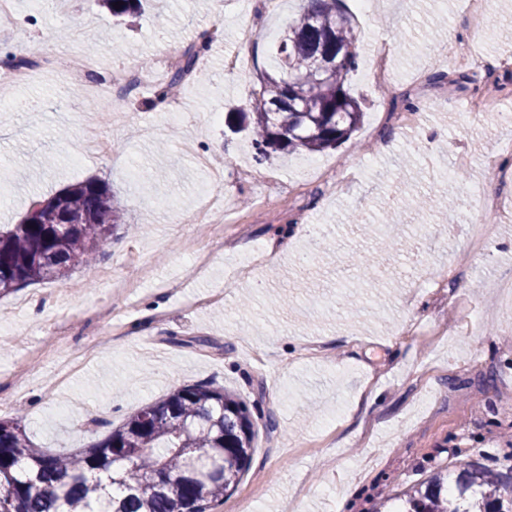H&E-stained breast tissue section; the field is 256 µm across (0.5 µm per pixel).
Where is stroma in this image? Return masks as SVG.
Wrapping results in <instances>:
<instances>
[{
  "instance_id": "35a3bbf8",
  "label": "stroma",
  "mask_w": 512,
  "mask_h": 512,
  "mask_svg": "<svg viewBox=\"0 0 512 512\" xmlns=\"http://www.w3.org/2000/svg\"><path fill=\"white\" fill-rule=\"evenodd\" d=\"M16 6L23 18L18 31L0 32V61L28 60L38 72L0 98V225L19 223L33 197L88 178L111 187L125 223L95 265L0 298L11 315L0 322V403L24 408L35 445L85 448L175 389L210 382L244 400L256 421L250 467L218 512L245 501L252 512H336L352 484L361 492L354 512H377L459 461L506 466L512 445L501 430L512 410L500 394L512 390V309L500 304L498 285L512 279V223L477 251L468 235L485 218L481 196L501 188L481 161L508 134L495 112L464 105L479 98L512 110V67L499 65L512 60V0H491L487 17L498 26L480 31L464 0H379L371 10L344 0L360 58L389 48L392 80L376 83L357 67L348 86L365 116L351 139L262 164L225 121L258 90L299 0H282L273 15L240 0H145L134 18L112 16L99 0H42L30 19L27 0ZM437 18L484 68L454 57L435 65L443 44L426 31ZM243 25L254 28L252 43H240ZM205 42L177 94L187 109L170 125L155 87L113 99L127 115L119 124L89 109L68 78L82 53L93 62L91 83L106 92L113 69H155L161 57ZM236 51L248 68L225 75L224 56ZM89 124L112 153L79 165L73 157ZM186 140L224 169L223 237L170 221L172 208L190 213L212 190L207 171L182 152ZM312 158L341 174L355 169L350 190L333 197L318 181H300ZM268 173L279 192L272 212L257 205ZM411 191L455 195L462 206L423 223L405 206ZM355 210L367 228L350 223ZM388 211L399 223H383ZM282 235L286 254L234 277ZM379 239L416 254L380 265L376 280L360 285L350 255ZM61 289L65 307L39 304ZM52 325L64 331L57 349L34 356ZM362 393L379 397L364 420Z\"/></svg>"
}]
</instances>
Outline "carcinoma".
<instances>
[{"mask_svg":"<svg viewBox=\"0 0 512 512\" xmlns=\"http://www.w3.org/2000/svg\"><path fill=\"white\" fill-rule=\"evenodd\" d=\"M101 2L121 16L141 0H122L118 9L117 0ZM355 42L354 16L341 0H304L278 39L277 71L262 73L260 90L239 108L259 160L334 149L357 131L364 112L347 86ZM197 61L198 51L186 49L163 97ZM318 63L329 72L311 75ZM121 220L112 190L98 179L34 202L21 223L0 230V298L89 265ZM255 436L247 403L206 383L174 390L71 455L36 447L17 412L0 418V512H215L249 468ZM193 454L223 456L220 476L189 479ZM395 512H512V466L493 473L471 462L451 484L437 472L408 490Z\"/></svg>","mask_w":512,"mask_h":512,"instance_id":"carcinoma-1","label":"carcinoma"}]
</instances>
